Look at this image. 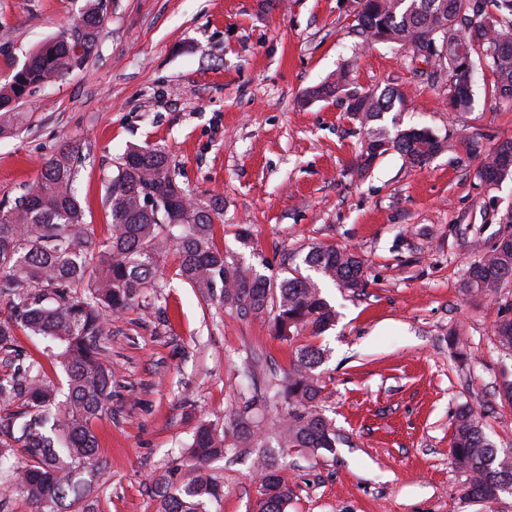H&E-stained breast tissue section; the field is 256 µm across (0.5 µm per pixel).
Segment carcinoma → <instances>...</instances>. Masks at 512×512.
I'll return each mask as SVG.
<instances>
[{
	"label": "carcinoma",
	"instance_id": "carcinoma-1",
	"mask_svg": "<svg viewBox=\"0 0 512 512\" xmlns=\"http://www.w3.org/2000/svg\"><path fill=\"white\" fill-rule=\"evenodd\" d=\"M359 32L371 42H390L417 52L434 49L435 64L454 84V106L470 104L472 77L459 57L477 50L489 59L493 90L512 99V0H361ZM493 10H488V6ZM103 14L91 7L74 20L69 33L42 46L21 69L0 84V134L11 132L19 117L9 104L32 88L52 83L80 67L93 53ZM348 86V73L307 91L310 98L330 97ZM364 139L356 157L359 173L376 158L396 151L417 166L442 153L447 143L427 127L401 128L383 123L384 114L403 111L404 101L388 88L381 93L349 91ZM78 149L59 148L42 164L34 187L10 207L0 208V353L17 359L18 331L48 343L64 376L66 390L50 380L43 364L28 358L9 377H0V403L16 410L0 416V471L9 473L34 512H101L92 497L105 470L94 419L110 409L112 368L100 357L107 335V313L122 314L155 287L158 261L169 251L179 257V276L202 297L244 313L269 315L272 333L295 344L289 367L270 380L262 398L240 395L233 411L235 442L228 443L224 424H198L188 457L194 475L174 489L157 479L159 512H209L223 487L208 473L209 463L229 449L255 438L272 439L279 448L309 453L336 447V426L322 413L324 384L319 368L323 350L303 337L322 335L336 323V310L322 296L320 284L333 283L352 294L367 286L365 262L355 250L315 244L296 262L288 258L287 276L260 275L216 241L215 220L224 201H192L178 180L169 153L146 144L127 150L107 181L105 204L112 235L94 238L85 222L75 181ZM492 188L512 178V141L490 149L478 170ZM156 197L145 208L144 198ZM497 241L469 267L462 292L499 300L512 283V232ZM495 327L498 350L512 358V301L499 306ZM281 405L287 415L270 431L261 429L259 406ZM25 463L10 464L15 446ZM455 466L466 475L463 495L492 502L512 493V453L495 448L472 409L461 406L450 441ZM260 477L256 512H287L293 489L283 466L272 456H258Z\"/></svg>",
	"mask_w": 512,
	"mask_h": 512
}]
</instances>
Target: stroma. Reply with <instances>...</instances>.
Instances as JSON below:
<instances>
[{"label": "stroma", "mask_w": 512, "mask_h": 512, "mask_svg": "<svg viewBox=\"0 0 512 512\" xmlns=\"http://www.w3.org/2000/svg\"><path fill=\"white\" fill-rule=\"evenodd\" d=\"M359 0H102L88 61L17 100V130L0 137V206L32 187L61 145L78 147V199L95 237L112 233L105 181L130 148L169 151L194 199L224 200L219 246L276 276L312 243L352 248L368 285L328 284L335 326L318 339L333 452L280 456L294 490L288 512H512V496L465 498L450 448L469 405L487 438L512 449V360L494 345L498 308L462 294L470 264L512 231V178L486 189L479 150L512 140V101L474 56L472 103L451 106L447 72L398 44L366 43ZM92 0H0V80L62 36ZM347 70L350 89H396L401 127L449 142L424 167L394 151L354 170L363 138L341 97L309 89ZM477 144L478 152L468 151ZM248 227L249 245L236 237ZM167 254L140 305L113 319L102 358L110 410L92 424L106 463L102 512H158L155 481L191 478L187 445L204 420H231L240 393L264 396L291 348L265 317L206 300ZM255 449L210 466L222 485L210 512H253Z\"/></svg>", "instance_id": "obj_1"}]
</instances>
